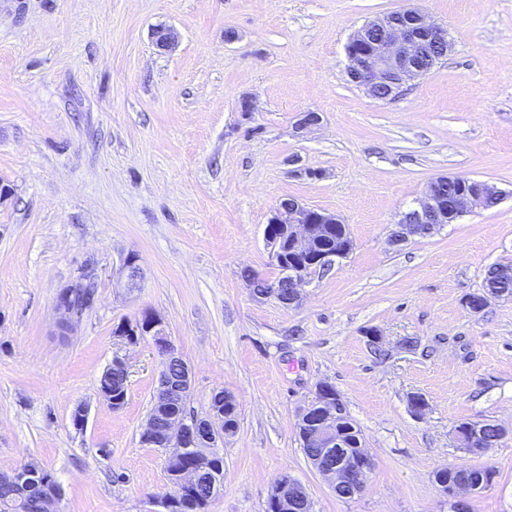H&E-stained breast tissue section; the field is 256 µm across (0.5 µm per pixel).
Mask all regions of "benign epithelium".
Returning a JSON list of instances; mask_svg holds the SVG:
<instances>
[{
	"label": "benign epithelium",
	"instance_id": "obj_1",
	"mask_svg": "<svg viewBox=\"0 0 512 512\" xmlns=\"http://www.w3.org/2000/svg\"><path fill=\"white\" fill-rule=\"evenodd\" d=\"M431 45L450 50L451 43L443 26L416 9L393 12L366 23L351 36L346 45L348 77L371 97L391 100L406 82L427 73V69L420 65V59L427 54ZM445 181L457 182L462 186L450 204L439 193V186ZM489 197H500V190L486 180L438 176L429 182L418 206L403 215L400 231L392 236L391 243L396 245L420 234L425 224L448 223L450 210L458 217L474 208H482ZM269 223L284 228L282 237L266 229L265 239L273 262L285 267V275L271 283L250 271L247 282L256 296L273 298L288 307L300 301V287L307 280L304 264L325 271L352 249L347 239L336 251L320 248L325 232L340 224V220L293 199L282 202ZM291 256L303 259V263L288 267ZM80 304L72 289L61 292L58 308L68 318L79 314ZM118 335L124 337L130 346L150 339L161 359L152 404L156 411H165L167 415L160 426L155 414H148L140 439L146 445L163 449L168 456L167 468L173 492L157 499V512H184V507L196 496L200 485H207L210 499L222 490L224 477L212 468L211 461L215 454L223 453L224 436L231 433L229 417L236 406L235 398L228 392H215L211 396L207 414L200 417L191 418L172 411L170 404L173 400L190 395L192 371L166 333L162 319L151 314L145 323L138 321L121 327ZM173 362L182 365L177 377L169 371V365ZM96 389L112 410L123 408V400L114 397L112 384L108 380L99 379ZM344 414L345 405L340 394L332 385L320 384L315 400L299 416L298 431L307 447L322 449V455L311 458L313 468L329 482L334 492H346L353 497L364 489L373 461L364 447L353 454L341 453L343 444L337 433V423ZM188 450L195 452L191 466L182 464V457ZM333 452L342 455V458L336 459V465L323 463V455ZM30 476L31 473L22 465L11 472H1L0 486L23 489L28 485ZM439 488L443 494L455 499L478 490L477 486L467 481L441 483ZM309 502L306 489L283 474L270 489L267 512H303Z\"/></svg>",
	"mask_w": 512,
	"mask_h": 512
}]
</instances>
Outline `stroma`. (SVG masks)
<instances>
[{
    "mask_svg": "<svg viewBox=\"0 0 512 512\" xmlns=\"http://www.w3.org/2000/svg\"><path fill=\"white\" fill-rule=\"evenodd\" d=\"M410 7L451 49L374 99L350 82L346 44ZM168 27L172 51L156 45ZM307 111L321 122L298 132ZM440 175L504 196L390 245ZM289 198L336 214L354 242L294 307L242 277L278 280L264 230ZM495 264L512 265V0H0V472L38 462L60 512H152L173 490L165 453L140 440L159 357L115 334L148 313L192 368L188 413L220 389L237 400L207 512H267L284 474L312 512H451L434 473L456 464L494 472L469 512H512V296L466 307ZM87 272L95 300L65 322L58 294ZM117 355L118 412L96 394ZM323 382L374 463L348 499L296 431ZM486 420L506 434L465 453L455 428Z\"/></svg>",
    "mask_w": 512,
    "mask_h": 512,
    "instance_id": "obj_1",
    "label": "stroma"
}]
</instances>
